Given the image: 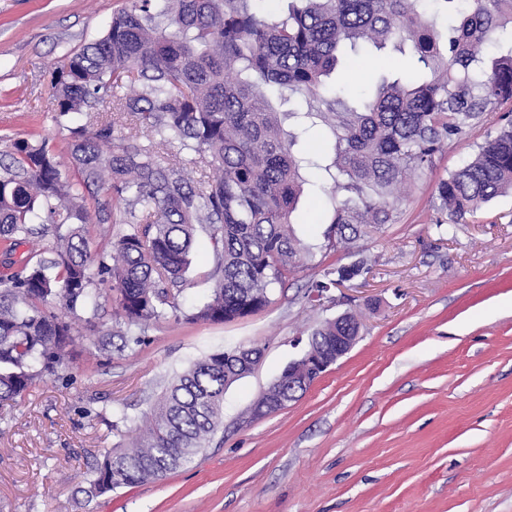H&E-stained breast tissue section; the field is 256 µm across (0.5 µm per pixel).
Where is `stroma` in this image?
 Wrapping results in <instances>:
<instances>
[{"mask_svg": "<svg viewBox=\"0 0 512 512\" xmlns=\"http://www.w3.org/2000/svg\"><path fill=\"white\" fill-rule=\"evenodd\" d=\"M116 0H0V155L16 139L45 140L71 161V127L57 124L51 89L64 53L102 37ZM415 71L393 46L345 53L329 81L369 95L352 75ZM476 128L449 144L411 187L397 223L288 277L264 309L227 323L184 317L152 325L143 342L99 354L80 328L55 374L36 380L0 422V512H512V190L486 204L454 238L435 228L437 181L495 134ZM292 216L319 247L333 219L312 174ZM375 257L368 274L322 299L308 287L328 265ZM184 312L203 302L213 250L199 231L189 254ZM362 323L352 350L298 400L257 418L250 409L305 352L324 321ZM257 347L254 369L224 394V422L196 460L155 483L90 498L96 461L175 377L205 356Z\"/></svg>", "mask_w": 512, "mask_h": 512, "instance_id": "1", "label": "stroma"}]
</instances>
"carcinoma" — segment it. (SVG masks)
Instances as JSON below:
<instances>
[{"instance_id":"cac0c4a2","label":"carcinoma","mask_w":512,"mask_h":512,"mask_svg":"<svg viewBox=\"0 0 512 512\" xmlns=\"http://www.w3.org/2000/svg\"><path fill=\"white\" fill-rule=\"evenodd\" d=\"M255 0H122L107 33L65 53L52 82L57 118L105 108L112 120L70 128L71 164L47 142L13 143L0 163V411L32 383L53 375L73 341L68 315L95 326V281L112 282L116 316L144 332L177 311L188 255L208 231L215 266L209 300L185 315L227 323L265 308L270 290L309 266L315 253L292 230L301 171L316 165L298 148L317 128L333 139L324 167L334 218L323 250L351 245L398 218L401 185L433 170L436 155L471 130L500 123L460 167L439 180L437 227L464 221L512 188V0H290L285 14L262 15ZM444 3L446 27L428 17ZM406 44L429 76L379 83L353 105L325 88L344 46ZM493 43L491 57L482 47ZM299 96L282 126L265 89ZM127 130L122 142L112 130ZM147 132L155 138L140 139ZM177 152L160 155L156 144ZM200 172L197 186L185 176ZM106 189L124 206L126 231L88 250L89 200ZM26 245L30 255L15 259ZM368 257L330 268L311 291L327 292L369 270ZM358 327L328 321L309 346ZM238 358L218 352L178 375L146 413L126 448L94 468L87 490L102 496L154 482L193 462L223 416L224 391ZM258 402L284 408L288 385Z\"/></svg>"}]
</instances>
